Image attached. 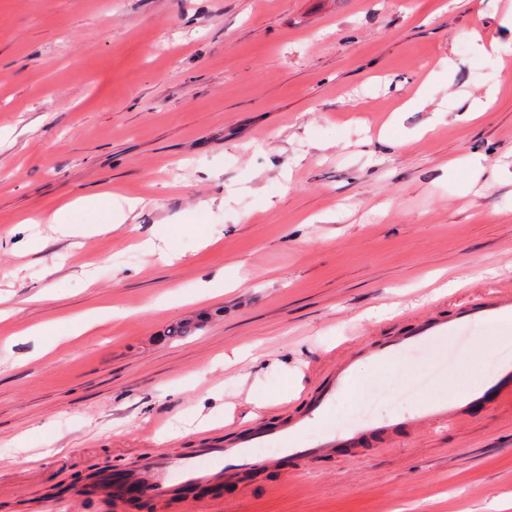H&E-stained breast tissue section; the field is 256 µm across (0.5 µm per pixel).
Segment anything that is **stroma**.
<instances>
[{"label":"stroma","mask_w":512,"mask_h":512,"mask_svg":"<svg viewBox=\"0 0 512 512\" xmlns=\"http://www.w3.org/2000/svg\"><path fill=\"white\" fill-rule=\"evenodd\" d=\"M511 9L0 0V512H103L67 494L90 471L279 420L352 332L449 314L466 284L512 279V68L479 48L485 29L504 39ZM482 164L498 166L493 185ZM103 190L138 200L122 227L64 237L46 223ZM203 282L217 296L200 299ZM111 307L124 317L47 352L23 333ZM459 342L435 392L379 411L478 387L512 353V324ZM437 351L357 373L322 427L349 425ZM195 497L224 512H512V407Z\"/></svg>","instance_id":"obj_1"}]
</instances>
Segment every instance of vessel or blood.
Here are the masks:
<instances>
[{
	"mask_svg": "<svg viewBox=\"0 0 512 512\" xmlns=\"http://www.w3.org/2000/svg\"><path fill=\"white\" fill-rule=\"evenodd\" d=\"M400 319L403 329L386 338L350 344L347 354L336 360L322 377L317 391L307 398L300 413L286 416L277 424L254 421L224 441L203 442L186 453H147L133 470L101 475L99 487L111 494L119 508L137 496L164 501L171 512H214L205 504H189L187 488L216 484L242 471H270L276 469L283 458L304 464L317 458L341 455L344 449L357 448L367 442L389 444L402 435L456 424L490 408L512 404V366L506 365L482 388L469 395H452L425 403L403 415L367 419L342 431L326 430L315 441L302 440V433L346 390L357 366L392 362L407 348L454 339L472 324L496 325L512 321V282L484 291L470 290L467 299L449 317L404 313Z\"/></svg>",
	"mask_w": 512,
	"mask_h": 512,
	"instance_id": "1",
	"label": "vessel or blood"
}]
</instances>
